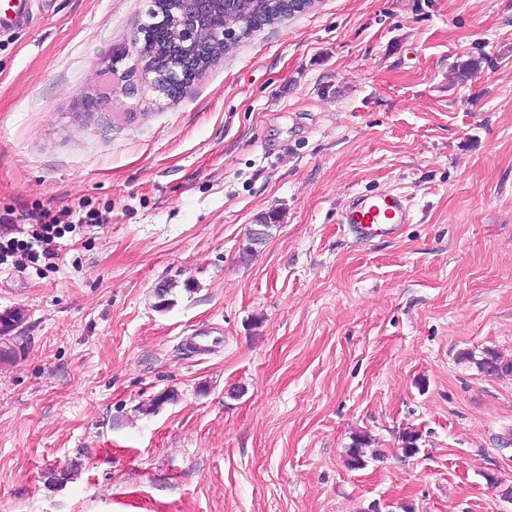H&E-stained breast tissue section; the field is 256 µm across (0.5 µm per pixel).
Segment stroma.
Returning <instances> with one entry per match:
<instances>
[{
	"instance_id": "stroma-1",
	"label": "stroma",
	"mask_w": 512,
	"mask_h": 512,
	"mask_svg": "<svg viewBox=\"0 0 512 512\" xmlns=\"http://www.w3.org/2000/svg\"><path fill=\"white\" fill-rule=\"evenodd\" d=\"M148 7L0 34V241L72 212L0 260V512H512V376L476 365L512 355V0H314L175 101L132 68ZM391 189L397 236L339 223ZM23 220H31L35 223H28L31 231L27 233L30 240L24 243H19L20 240L8 241L6 244L0 245V252L10 250H19V248H30L37 246L40 249L41 255L48 260L58 258V250L56 239L62 237L61 228H65L70 221L71 212L67 209H61L52 216L51 220L46 222L45 219L49 217V212L32 211L25 215ZM24 315L20 310H12L0 315V365L11 364L15 360L16 345L11 336L23 322ZM478 368L491 376H511L512 359L506 358L494 350H486L484 356L476 361ZM372 438L366 432L355 434L347 454V463L352 468H360L366 464L365 449L370 446Z\"/></svg>"
}]
</instances>
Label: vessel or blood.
<instances>
[{"label": "vessel or blood", "mask_w": 512, "mask_h": 512, "mask_svg": "<svg viewBox=\"0 0 512 512\" xmlns=\"http://www.w3.org/2000/svg\"><path fill=\"white\" fill-rule=\"evenodd\" d=\"M34 0H0V32L25 24L32 14ZM413 214L406 195L392 190L371 196H358L346 204L340 221L363 240L395 236L411 223Z\"/></svg>", "instance_id": "1"}]
</instances>
